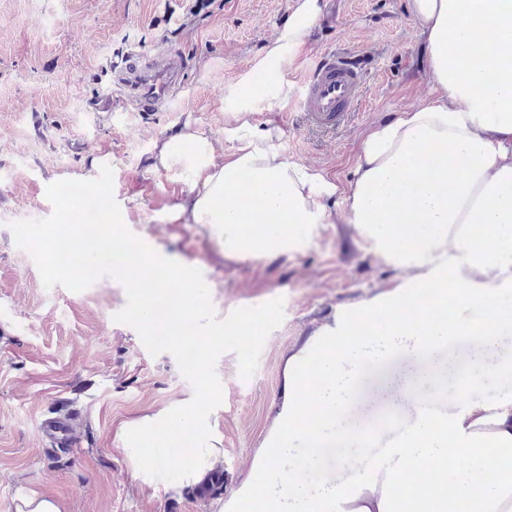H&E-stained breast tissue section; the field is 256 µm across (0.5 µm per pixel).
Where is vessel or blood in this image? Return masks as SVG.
I'll list each match as a JSON object with an SVG mask.
<instances>
[{"instance_id":"1","label":"vessel or blood","mask_w":512,"mask_h":512,"mask_svg":"<svg viewBox=\"0 0 512 512\" xmlns=\"http://www.w3.org/2000/svg\"><path fill=\"white\" fill-rule=\"evenodd\" d=\"M368 70L363 55L346 49H335L321 56L304 81L299 99L309 123L323 131L344 123L364 98ZM181 71L180 56L150 59L140 56L115 74L114 80L137 101L142 111L149 112L168 97ZM43 429L55 445L73 446L74 434L69 422L49 419Z\"/></svg>"}]
</instances>
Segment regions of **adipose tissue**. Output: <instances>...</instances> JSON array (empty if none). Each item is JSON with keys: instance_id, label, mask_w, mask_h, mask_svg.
I'll return each instance as SVG.
<instances>
[{"instance_id": "obj_1", "label": "adipose tissue", "mask_w": 512, "mask_h": 512, "mask_svg": "<svg viewBox=\"0 0 512 512\" xmlns=\"http://www.w3.org/2000/svg\"><path fill=\"white\" fill-rule=\"evenodd\" d=\"M408 9L425 42L429 90L367 132L348 185L288 160L277 128L246 122L269 98L266 88L225 98L238 125L224 157L190 124L154 145V168L183 174L165 221L214 226L225 257L292 253L307 243L294 227L344 223L396 274L393 288L341 307L289 356L288 396L243 486L261 512H512V395L475 401L459 385L463 376L478 383L512 373V353L494 351L499 337L512 335V0H408ZM319 11L318 0H301L263 67L280 69L285 53L306 43ZM460 336L483 345L467 367L450 361L433 374L411 366L396 377L419 395L448 385L461 402L439 424L416 420L427 440L402 437L367 464L339 458L331 483L299 482L286 448L323 445L353 425L357 347L425 355ZM204 424L189 407L128 424L125 453L136 476L152 486L166 466L164 456L141 452L144 439L176 427L200 433ZM223 456L216 447L193 449L166 489L191 491ZM434 457L440 464L430 480L410 483ZM440 483L446 495L435 494Z\"/></svg>"}]
</instances>
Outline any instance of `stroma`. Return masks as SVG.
<instances>
[{"mask_svg":"<svg viewBox=\"0 0 512 512\" xmlns=\"http://www.w3.org/2000/svg\"><path fill=\"white\" fill-rule=\"evenodd\" d=\"M301 0H0V512H15L25 486L61 499L66 512H215L196 499L143 484L124 452L121 431L145 416L189 403L191 383L167 352L151 355L137 331L115 322L127 302L121 281L104 275L80 292L45 288L32 255L19 248L13 222L49 217L48 185L91 180L113 169V195L125 226L168 259L198 268L218 317L275 298L284 319L266 339L250 380L234 353L215 372L223 402L209 416L224 457V500L256 512L242 483L274 425L284 366L340 306L375 297L393 272L367 253L351 224L305 231L301 252L246 262L225 258L207 226L168 224L162 209L177 172L154 170L156 139L193 123L217 152L232 149L235 120L224 110L232 90L260 85L277 97L247 119L278 128L292 161L352 177L359 144L373 124L393 117L427 91V56L407 0H321L309 43L280 71L260 61ZM347 47L369 55L363 101L331 132L308 126L298 104L313 60ZM180 54L181 81L170 104L147 114L112 90L113 73L133 52ZM112 109L96 111L102 93ZM399 351L363 359L354 394L361 427L386 435L407 421L412 403L385 393L403 365ZM69 408L76 443L62 458L48 453L43 422Z\"/></svg>","mask_w":512,"mask_h":512,"instance_id":"35a3bbf8","label":"stroma"}]
</instances>
